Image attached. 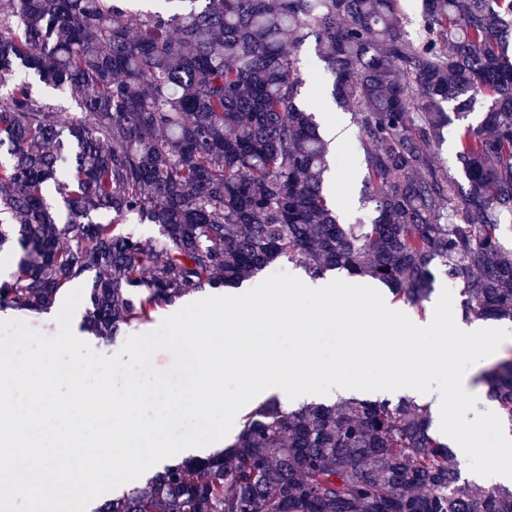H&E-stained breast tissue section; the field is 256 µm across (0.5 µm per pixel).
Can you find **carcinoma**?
Wrapping results in <instances>:
<instances>
[{
	"label": "carcinoma",
	"instance_id": "carcinoma-1",
	"mask_svg": "<svg viewBox=\"0 0 512 512\" xmlns=\"http://www.w3.org/2000/svg\"><path fill=\"white\" fill-rule=\"evenodd\" d=\"M123 0L0 3V248L22 254L0 310L42 312L87 273L84 322L102 339L203 288L282 260L370 278L414 304L434 270L465 312L512 320V0ZM355 113L374 218L343 225L323 194L328 143L302 100L309 38ZM33 73L67 91L64 122ZM460 127L461 184L433 147ZM54 194L68 213L59 224ZM112 213L96 222L93 215ZM159 228L153 249L126 231ZM512 422V359L481 376ZM95 512H512V486L460 485L428 407L343 399L244 416L234 441L173 461Z\"/></svg>",
	"mask_w": 512,
	"mask_h": 512
}]
</instances>
